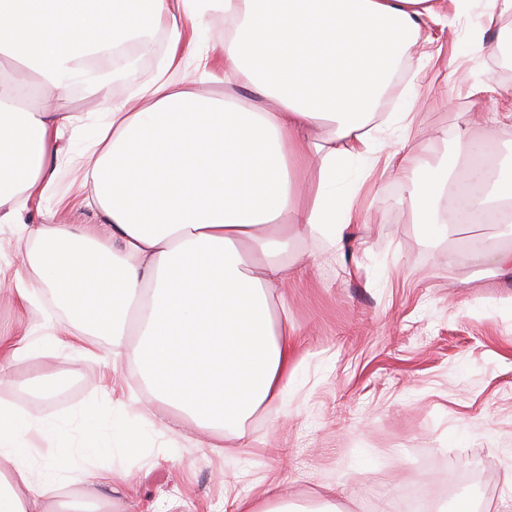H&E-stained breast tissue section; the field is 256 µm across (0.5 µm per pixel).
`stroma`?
Wrapping results in <instances>:
<instances>
[{
  "label": "stroma",
  "mask_w": 512,
  "mask_h": 512,
  "mask_svg": "<svg viewBox=\"0 0 512 512\" xmlns=\"http://www.w3.org/2000/svg\"><path fill=\"white\" fill-rule=\"evenodd\" d=\"M469 23L439 29L418 66L421 89L409 138L419 162L452 155L441 130H463L497 164L512 160V127L483 121L512 101V74L472 53ZM73 180L28 205L26 221L51 211L59 224H94L89 210L58 207ZM406 175L370 179L356 199L357 224L337 252L324 240H293L294 271L278 288L295 349L287 406L259 407L238 448H203L190 426L155 424L121 451L135 492L117 488L112 512H232L234 498H259L269 512H394L418 484L443 496L445 512L467 501L479 512H512V280L488 263L448 251L478 237L512 249V223L453 227L454 198L433 205L449 234H426L399 198ZM41 308L20 309L0 293V332L40 331ZM143 388L129 365L49 350L9 367L0 400L67 419L70 462L82 453L80 419L111 439L112 405Z\"/></svg>",
  "instance_id": "stroma-1"
}]
</instances>
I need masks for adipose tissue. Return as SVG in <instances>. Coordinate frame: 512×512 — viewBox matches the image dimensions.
I'll return each mask as SVG.
<instances>
[{"label":"adipose tissue","mask_w":512,"mask_h":512,"mask_svg":"<svg viewBox=\"0 0 512 512\" xmlns=\"http://www.w3.org/2000/svg\"><path fill=\"white\" fill-rule=\"evenodd\" d=\"M60 0H0V58L35 74L45 92L76 85L96 97L101 119L17 106L18 86L0 83V224L20 227L32 247L8 279L16 304L50 291L70 322L45 317L40 339L0 336V386L16 359L49 348L95 354L110 337L113 366L138 368L152 400L130 395L143 425L191 422L203 447L218 433L243 437L262 404L285 399L293 354L287 319L273 314L288 278L294 238L339 244L359 219L358 166L405 172L413 149H390L418 94L412 48L428 22L469 18V45L493 54L485 33L512 15V0H106L94 20L59 10ZM224 12V38L208 41L209 16ZM168 51L154 78L137 83L131 65L90 69L91 59ZM236 84L249 104L224 93ZM454 157L426 166L405 185L414 224L434 232V202L466 184L458 211L512 207V167L483 176L485 151L454 133ZM75 173L79 207L95 224H26L30 199ZM96 289L99 306L80 298ZM222 398L207 414L203 400ZM68 447L62 424L0 402V512H92L125 468L35 466L32 438ZM84 485L79 500L64 488Z\"/></svg>","instance_id":"1"}]
</instances>
